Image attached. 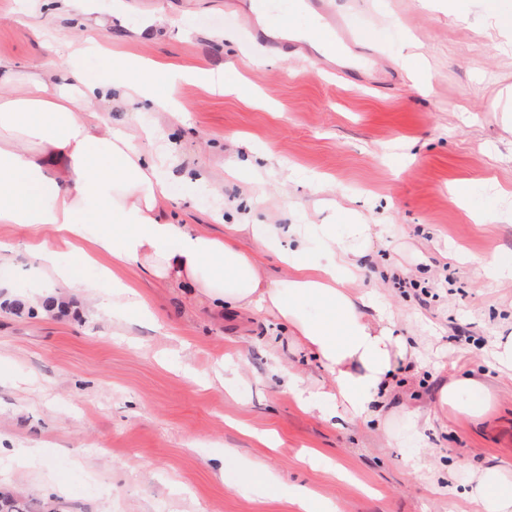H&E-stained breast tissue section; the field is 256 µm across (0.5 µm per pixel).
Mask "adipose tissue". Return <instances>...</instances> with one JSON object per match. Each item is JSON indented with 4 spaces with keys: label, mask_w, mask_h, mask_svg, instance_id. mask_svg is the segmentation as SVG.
Returning <instances> with one entry per match:
<instances>
[{
    "label": "adipose tissue",
    "mask_w": 512,
    "mask_h": 512,
    "mask_svg": "<svg viewBox=\"0 0 512 512\" xmlns=\"http://www.w3.org/2000/svg\"><path fill=\"white\" fill-rule=\"evenodd\" d=\"M152 63L131 58L88 77L67 62L19 63L0 57V224L26 229L25 248L37 269L64 292L95 296L97 284L78 264L98 265L111 277L117 302H103L113 320L148 315L149 301L112 268L137 269L188 294L212 315H253L270 324L267 343L277 353L293 344L311 357L327 381L301 386L284 373L304 412L332 423L383 425L393 410L399 377L418 358L408 336L368 294L351 289L371 251L367 224H228L216 235L182 223L169 193L168 154L147 148L131 131L144 111H181L173 90L158 92ZM140 77L128 79L129 70ZM124 101L129 125L113 127L106 109ZM322 248L309 256L307 240ZM77 265L58 260L56 243ZM272 255L287 270L269 276ZM495 395L482 378L461 375L443 383L431 411L406 409L412 423L480 419ZM463 493L480 512H512V474L498 462L471 470Z\"/></svg>",
    "instance_id": "1"
}]
</instances>
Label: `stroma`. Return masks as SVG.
Returning a JSON list of instances; mask_svg holds the SVG:
<instances>
[{"mask_svg": "<svg viewBox=\"0 0 512 512\" xmlns=\"http://www.w3.org/2000/svg\"><path fill=\"white\" fill-rule=\"evenodd\" d=\"M94 0L111 49L214 80L237 92L179 83L180 118L144 112L177 144L170 192L184 223L220 233L225 204L265 224L378 225L359 290L389 303L419 351L399 390L428 410L456 374L488 378L496 404L480 422L448 419L419 428L394 414L387 430L330 424L304 413L271 374L263 321L210 315L187 295L124 278L146 294L153 318L113 325L99 299L69 296L54 313L6 308L0 291V488L46 512H297L288 496L306 485L340 512H477L461 497L427 492L410 470L426 455L445 481L463 485L471 467L512 463V371L491 359L493 341L512 340V277L489 282L481 258L512 251V50L490 10L512 15V0H458L448 13L420 0H329L361 24L371 67L348 52L327 53L307 32L291 57L273 43L263 0ZM44 0H0V57L40 60L25 20ZM167 21L147 22L157 11ZM248 18L243 30L239 18ZM269 184L250 199L245 177L223 173L229 152ZM210 173L213 186L196 180ZM335 197L320 211L317 194ZM24 228L0 225L13 244L0 280L25 298L45 291L23 244ZM247 363L232 390L207 384L214 360ZM275 434L268 448L260 437ZM40 449L24 461L22 449ZM268 465L278 490L239 484L253 462ZM223 466V478L214 475ZM345 472L333 478L332 470Z\"/></svg>", "mask_w": 512, "mask_h": 512, "instance_id": "35a3bbf8", "label": "stroma"}]
</instances>
